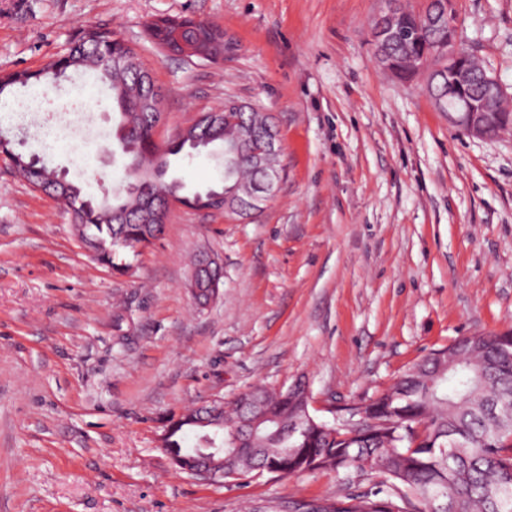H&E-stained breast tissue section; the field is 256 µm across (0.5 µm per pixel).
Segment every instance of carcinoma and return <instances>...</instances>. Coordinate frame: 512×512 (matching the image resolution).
Instances as JSON below:
<instances>
[{"label": "carcinoma", "mask_w": 512, "mask_h": 512, "mask_svg": "<svg viewBox=\"0 0 512 512\" xmlns=\"http://www.w3.org/2000/svg\"><path fill=\"white\" fill-rule=\"evenodd\" d=\"M394 13L393 30L375 43V55L389 64L398 78L410 81L431 64L426 90L439 111L448 108V26L438 29L426 17L404 9L400 0H388ZM167 18L146 24L148 37L164 46L174 33ZM419 68L403 66L408 56ZM90 72L109 92L118 122L112 130L116 150L127 158L126 180L147 185L155 198L175 195L187 206L207 208L224 188L211 186L190 195L177 178L165 179L169 157H191L216 143L228 146L247 140L246 147L263 145L266 117L251 107H236L237 99H224V124L192 125L194 139L178 138L166 147L150 138L155 112L138 110L135 99L141 85L137 53L109 29L82 31L68 52L41 72H15L0 76V96L15 85L35 84L50 75L55 80L68 71ZM485 107L499 117L494 135L512 129V109L493 100ZM0 155L36 190L48 195L65 192V203L75 231L97 260L114 268L122 252L138 255L137 246L153 245L163 225L124 224L122 215L136 209L132 193L115 192L112 200H96L68 178L52 179L33 154L15 152L0 142ZM267 166H237L224 158V177L252 188L263 186ZM461 361L448 366V349H433L409 366L387 390L363 404L365 423L352 434L338 429L332 434L316 418H305L308 390L256 387L224 414L208 418L190 410L170 422L167 448L178 457L180 468L190 469L196 454L186 450L188 440L198 447L200 433L210 432L224 441V480L237 481L261 469L277 476L318 469L356 472L377 471L382 480L362 494L338 497L324 503V512H512V331L492 332L478 339L457 338Z\"/></svg>", "instance_id": "1"}]
</instances>
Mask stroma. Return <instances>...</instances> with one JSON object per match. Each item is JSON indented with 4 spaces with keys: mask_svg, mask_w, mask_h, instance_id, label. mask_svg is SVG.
<instances>
[{
    "mask_svg": "<svg viewBox=\"0 0 512 512\" xmlns=\"http://www.w3.org/2000/svg\"><path fill=\"white\" fill-rule=\"evenodd\" d=\"M387 0H0V75L39 71L87 27L112 30L164 92L167 142L225 96L269 112L287 172L248 223L179 205L132 271L97 262L62 203L0 160V512H288L378 474L321 469L239 482L176 471L169 420L258 385L304 381L317 418L389 388L430 350L512 328V133L463 134L378 64ZM204 19L219 64L166 53L145 25ZM467 50L512 93V0H455ZM45 79L32 125L0 120L97 198L123 180L107 94ZM187 192L221 183L209 151L172 157ZM223 260L198 307L191 258Z\"/></svg>",
    "mask_w": 512,
    "mask_h": 512,
    "instance_id": "35a3bbf8",
    "label": "stroma"
}]
</instances>
